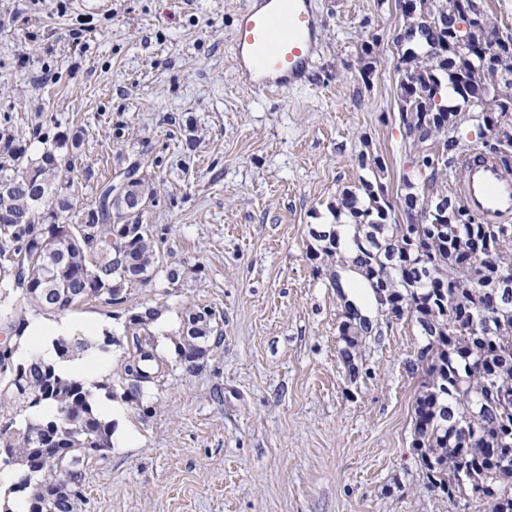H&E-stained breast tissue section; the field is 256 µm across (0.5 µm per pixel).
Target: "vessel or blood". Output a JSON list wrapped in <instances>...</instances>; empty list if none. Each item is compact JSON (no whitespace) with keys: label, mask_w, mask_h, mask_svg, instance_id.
<instances>
[{"label":"vessel or blood","mask_w":512,"mask_h":512,"mask_svg":"<svg viewBox=\"0 0 512 512\" xmlns=\"http://www.w3.org/2000/svg\"><path fill=\"white\" fill-rule=\"evenodd\" d=\"M322 22L313 0H246L234 32V65L250 91L278 94L301 84L319 52ZM454 192L486 224L512 222V169L495 155L467 151Z\"/></svg>","instance_id":"1"}]
</instances>
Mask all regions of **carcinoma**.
<instances>
[{
    "instance_id": "1",
    "label": "carcinoma",
    "mask_w": 512,
    "mask_h": 512,
    "mask_svg": "<svg viewBox=\"0 0 512 512\" xmlns=\"http://www.w3.org/2000/svg\"><path fill=\"white\" fill-rule=\"evenodd\" d=\"M414 8L397 44L402 60L400 118L418 144L427 193L404 196L405 222L392 220L394 205L380 183L362 182L364 197L343 191L333 212L346 214L354 235L341 242L336 225L316 236L321 250L311 259L324 269L359 275L387 322L408 316L423 343L406 361L419 379L413 439L433 487L457 502L464 488L482 484V512H512V311L490 318L483 309L512 283V224H475L469 213L436 192L438 175H448L462 152L459 109L483 114L484 126H512V93L495 95L498 80L512 78V36L496 33L487 52L466 39L456 25L474 15L476 0H411ZM81 136L58 139L34 159L0 168V303L67 310L95 300L112 307L127 301L129 285L176 284L183 272L167 265L152 225L122 200L111 201L112 180L100 183L94 199L79 204L71 173L79 160ZM126 197L152 199L154 183L139 165L123 172ZM158 310L128 316L126 351L117 384L99 383L107 397H120L135 412L148 414L142 396L165 377L167 359L149 330ZM179 360L205 358L223 333L213 309L183 308ZM347 360L361 356L362 339L339 332ZM117 343L96 346L59 336L52 347L60 359L77 349L101 354ZM112 423L99 412L92 387L54 362L20 361L13 347H0V467L19 461L37 466L28 492V512H73L82 497L84 465L112 447ZM55 449L64 461L42 460Z\"/></svg>"
}]
</instances>
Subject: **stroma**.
<instances>
[{"instance_id":"stroma-1","label":"stroma","mask_w":512,"mask_h":512,"mask_svg":"<svg viewBox=\"0 0 512 512\" xmlns=\"http://www.w3.org/2000/svg\"><path fill=\"white\" fill-rule=\"evenodd\" d=\"M243 0H0V134L35 157L82 130L74 190L138 163L157 196L142 215L169 288L135 284L125 308L171 320L166 376L140 418L99 397L115 430L77 512H478L431 487L412 448L418 382L410 319L373 315L356 370L340 350L344 302L308 258L310 229L380 155L391 201L419 147L399 117L400 0H315L313 81L252 96L235 69ZM223 313V339L187 369L174 354L187 303ZM111 306L27 312L57 322Z\"/></svg>"}]
</instances>
